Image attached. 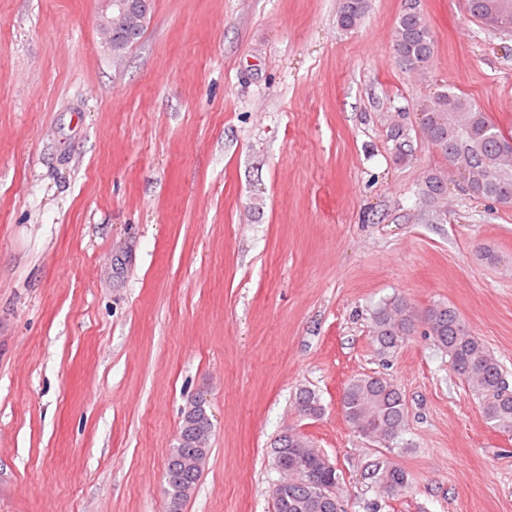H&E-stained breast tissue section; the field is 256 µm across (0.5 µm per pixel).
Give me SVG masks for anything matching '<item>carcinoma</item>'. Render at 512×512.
<instances>
[{"instance_id":"carcinoma-1","label":"carcinoma","mask_w":512,"mask_h":512,"mask_svg":"<svg viewBox=\"0 0 512 512\" xmlns=\"http://www.w3.org/2000/svg\"><path fill=\"white\" fill-rule=\"evenodd\" d=\"M368 8L369 0H339L338 27L343 31L357 29ZM465 8L471 18L482 24L489 13H499L498 22L506 26L504 32H512V0H465ZM435 47L432 29L420 13L407 10L400 14L393 30V51L401 64L409 70L423 71L432 60ZM420 111L425 116L419 122L421 139L446 160L469 168V195L512 209V133L447 85L425 99ZM388 136L396 159H404L411 147V129L398 113L389 116ZM418 195L428 220L443 223L447 219L448 172H428L419 184ZM420 320L427 324V334L434 345L448 353L460 378L482 396L487 423L500 432L512 433V389L503 365L453 307L434 305L421 316L407 301L396 298L375 313V342L382 349L392 348ZM294 404L304 418H318L324 411L318 394L307 387L296 391ZM342 411L360 435L379 443L394 440L405 421V404L399 390L374 376H357L349 381L343 391ZM210 434L202 407L192 402L182 413L177 444L167 459L165 495L181 507L196 489L210 454V448H199L197 442L208 439ZM272 455L277 468L288 471V482L274 490L275 512H344L339 497L328 496L329 488L340 484L339 473L304 434L292 438L279 435ZM371 476L387 495L409 485L406 470L387 460L376 462Z\"/></svg>"}]
</instances>
